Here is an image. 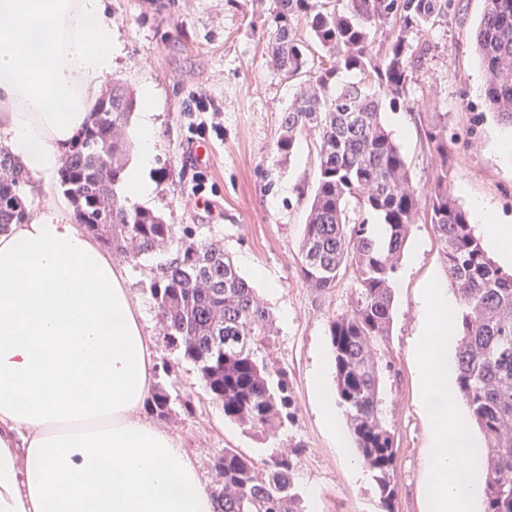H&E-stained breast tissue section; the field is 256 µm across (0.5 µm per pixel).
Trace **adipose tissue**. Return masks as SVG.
<instances>
[{"label": "adipose tissue", "instance_id": "adipose-tissue-1", "mask_svg": "<svg viewBox=\"0 0 512 512\" xmlns=\"http://www.w3.org/2000/svg\"><path fill=\"white\" fill-rule=\"evenodd\" d=\"M105 0H0V141L42 207L0 235V512H214L197 463L141 410L156 353L124 275L67 212L55 182L112 72ZM120 187L152 193L154 96L143 89ZM488 247L512 264V225L475 203ZM325 424L362 477L325 369Z\"/></svg>", "mask_w": 512, "mask_h": 512}]
</instances>
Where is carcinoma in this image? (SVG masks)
I'll use <instances>...</instances> for the list:
<instances>
[{
    "label": "carcinoma",
    "mask_w": 512,
    "mask_h": 512,
    "mask_svg": "<svg viewBox=\"0 0 512 512\" xmlns=\"http://www.w3.org/2000/svg\"><path fill=\"white\" fill-rule=\"evenodd\" d=\"M267 53L287 77L307 76L284 113L275 144L284 161L300 135L317 134L318 175L298 253L299 275L326 292L351 274L357 296L329 322L337 405L347 415L352 444L372 473L384 512L397 496L396 443L381 409L382 374L376 361L389 335L397 259L419 218L421 196L407 161L382 114L414 110L413 71L423 52L412 39L448 22V0H276ZM303 24L325 50L327 63L309 67ZM384 47H376V33ZM485 71L486 102L512 124V0H486L476 33ZM365 82L338 85L342 71ZM136 99L120 81L96 102L64 159L59 185L75 220L113 253L138 263L165 248L150 294L162 325L160 368L169 375L184 361L195 368L209 401L224 418L265 436L288 427L293 416L288 371L261 355L270 343L273 314L220 246L196 238L192 228L168 224L149 209L130 207L117 192L130 151L126 129ZM440 160L427 187L425 219L441 246L446 278L459 300L457 379L484 444L482 512H512V272L498 266L449 189L448 125L424 131ZM31 175L0 148V233L33 217L26 191ZM148 412L167 420L191 399L155 386ZM214 512H305L294 482L292 456L275 448L256 460L226 447L213 457Z\"/></svg>",
    "instance_id": "carcinoma-1"
}]
</instances>
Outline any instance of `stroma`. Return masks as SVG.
<instances>
[{
	"label": "stroma",
	"instance_id": "stroma-1",
	"mask_svg": "<svg viewBox=\"0 0 512 512\" xmlns=\"http://www.w3.org/2000/svg\"><path fill=\"white\" fill-rule=\"evenodd\" d=\"M275 0H109L112 39L117 51L112 76L134 94L154 93L158 137L153 192L146 208L167 223L191 226L197 236L220 245L243 277L252 268L267 282H254L274 314L267 355L286 367L295 420L276 440L243 431L209 402L189 363L171 382L190 396L194 411L179 413L166 427L199 464L205 487L216 474L211 459L237 448L264 458L268 447L291 452L294 480L308 512H381L371 476L354 478L321 417L311 379L331 356L330 320L349 310L356 284L344 277L319 292L299 277V240L318 174L317 140L303 134L293 156L282 161L274 150L282 116L299 88L298 79L274 69L265 49ZM484 0H450L448 20L424 37L427 53L414 71L410 92L418 108L385 112L387 128L405 125L395 140L404 152L413 182L427 189L439 158L423 132L429 124L448 125L452 165L450 187L464 207L484 201L502 223L512 225V161L491 146L506 132L485 102V77L475 33ZM209 123L205 135L192 133ZM204 186H197V177ZM156 258L123 263L133 302L154 343L162 331L150 295ZM440 247L431 225L414 224L394 279L390 333L381 356L383 410L396 432L395 512H425L427 474L422 459L427 427L412 373V338L418 328L417 298L431 278H444Z\"/></svg>",
	"mask_w": 512,
	"mask_h": 512
}]
</instances>
